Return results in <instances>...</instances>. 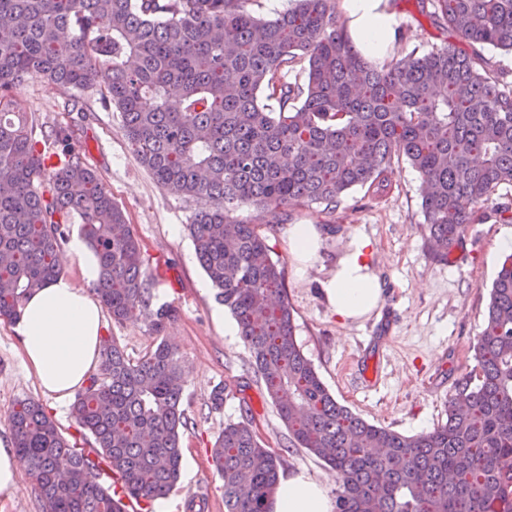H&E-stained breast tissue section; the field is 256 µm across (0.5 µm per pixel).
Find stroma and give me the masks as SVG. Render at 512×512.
<instances>
[{
	"label": "stroma",
	"instance_id": "stroma-1",
	"mask_svg": "<svg viewBox=\"0 0 512 512\" xmlns=\"http://www.w3.org/2000/svg\"><path fill=\"white\" fill-rule=\"evenodd\" d=\"M392 8L398 19L395 50L465 49L455 32L434 20L426 0H393ZM12 95L35 116L39 130L71 127L84 162L110 189L143 246L146 272L155 281L153 305L169 303L176 309L161 334L179 348L182 407L190 426L182 435L180 479L165 498L168 512H189L192 500L203 503L204 512H224V482L210 462V450L225 422L239 420L246 407L262 443L281 456L283 472L305 471L336 492L334 470L304 449L289 447L288 430L233 316L220 321L213 316L220 302L186 229L200 201L155 182L131 146L119 112L99 88L80 91L89 106L85 112L64 111L63 95L37 77L22 81ZM390 179L392 189L383 197L369 200L355 188L336 210L321 204L293 207L287 223L263 225L262 232L283 272L297 343L329 392L369 423L415 435L446 421L449 398L476 364L473 347L504 260L497 240L512 222L492 217L470 225L465 250L455 251L450 262L438 261L421 208L418 171L402 157L393 162ZM292 224L317 225L321 234L317 261L305 271L288 242ZM355 233L371 242L366 261L380 280L383 300L362 320L344 322L332 313L321 282L335 270ZM102 333L114 337L133 359L150 350L158 334L150 317L139 312L120 323L104 316ZM220 383L230 393L223 408L215 410L210 394ZM24 398L39 401L70 441L88 447L71 400H56L39 388L23 363L13 321L0 319V441L9 442V416Z\"/></svg>",
	"mask_w": 512,
	"mask_h": 512
}]
</instances>
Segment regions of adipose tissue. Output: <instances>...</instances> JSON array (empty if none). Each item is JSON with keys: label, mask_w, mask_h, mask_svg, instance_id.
I'll return each mask as SVG.
<instances>
[{"label": "adipose tissue", "mask_w": 512, "mask_h": 512, "mask_svg": "<svg viewBox=\"0 0 512 512\" xmlns=\"http://www.w3.org/2000/svg\"><path fill=\"white\" fill-rule=\"evenodd\" d=\"M355 50L372 62L388 55L396 18L389 0H341ZM370 241L353 236L346 256L322 283V291L338 319L357 321L369 315L382 290L364 259ZM69 255L80 264V280L62 274L29 295L15 331L24 363L39 387L63 400L81 389L95 370L100 352L102 309L91 286L99 277L98 261L84 238L73 235ZM327 488L298 471L280 477L271 512H331Z\"/></svg>", "instance_id": "adipose-tissue-1"}]
</instances>
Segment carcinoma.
Listing matches in <instances>:
<instances>
[{"instance_id": "1", "label": "carcinoma", "mask_w": 512, "mask_h": 512, "mask_svg": "<svg viewBox=\"0 0 512 512\" xmlns=\"http://www.w3.org/2000/svg\"><path fill=\"white\" fill-rule=\"evenodd\" d=\"M257 0H0V318L61 273L73 216L99 261L94 291L112 320L150 307L153 281L112 192L76 153L70 131L42 148L12 90L38 76L53 91L100 87L141 163L164 189L205 201L187 225L197 259L249 347L288 443L329 464L335 512H512V257L495 278L474 346V372L447 421L418 435L376 426L340 404L298 345L282 270L260 227L288 208L336 210L354 188L382 194L394 160L422 179L435 257L465 249L477 207L512 185V84L477 47L512 52V0H433V17L472 47L399 53L378 67L354 49L337 0H293L271 20ZM294 80H289V76ZM239 205L256 215H231ZM170 305L149 313L160 333ZM183 369L165 337L136 361L105 336L100 374L73 412L94 442L70 446L32 398L10 416L42 512H124L181 469ZM224 512H270L281 458L248 415L224 424L211 451Z\"/></svg>"}]
</instances>
